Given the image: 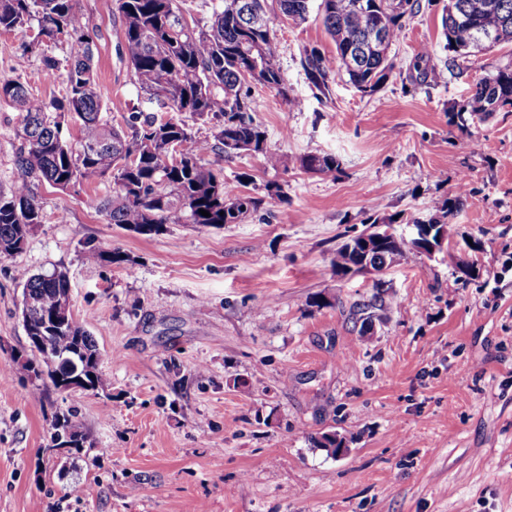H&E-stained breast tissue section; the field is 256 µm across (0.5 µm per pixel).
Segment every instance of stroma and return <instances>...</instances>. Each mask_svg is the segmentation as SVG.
Segmentation results:
<instances>
[{"label": "stroma", "mask_w": 512, "mask_h": 512, "mask_svg": "<svg viewBox=\"0 0 512 512\" xmlns=\"http://www.w3.org/2000/svg\"><path fill=\"white\" fill-rule=\"evenodd\" d=\"M448 0H419L390 48L389 81L371 95L331 72L318 89L307 50L335 45L317 13L273 16L291 108L248 83L267 151L225 160L226 185L261 198L240 222L168 224L147 237L94 206L109 180L38 188L42 223L22 254L0 257V512H512V111H451L478 80L512 67V43L446 67ZM93 50L100 117L177 116L198 139L211 123L140 92L118 44L115 0H78ZM0 32V79L21 78L42 99L40 52ZM430 45L439 73L410 63ZM17 105L0 100V191L17 179ZM335 155L342 172H305L307 154ZM467 192L448 215L455 236L428 256L409 253L382 275H341L330 259L374 222L410 236ZM277 185L286 202L268 199ZM117 249L122 265L86 258ZM58 269L71 310L94 337L105 382L59 392L27 377L33 358L19 317L20 270ZM367 304L373 327L352 318ZM74 414L81 449L52 441ZM333 431V457L315 438ZM80 485V497L70 494Z\"/></svg>", "instance_id": "obj_1"}]
</instances>
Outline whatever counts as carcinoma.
I'll list each match as a JSON object with an SVG mask.
<instances>
[{
	"label": "carcinoma",
	"mask_w": 512,
	"mask_h": 512,
	"mask_svg": "<svg viewBox=\"0 0 512 512\" xmlns=\"http://www.w3.org/2000/svg\"><path fill=\"white\" fill-rule=\"evenodd\" d=\"M311 0H223L211 19L189 25L176 12L175 0H116L121 24L118 41L133 70L138 88L168 101L174 112H190L213 123V141L200 140L185 124L173 118L133 115L126 128L100 123L101 102L91 66L92 49L85 37L77 0H0V31L22 33L37 24L35 39L27 49L47 43L65 48L63 55L42 53L43 72L53 81L65 71V93L43 100L35 97L19 79L0 82V97L11 99L21 111L16 136L19 180L9 194L0 192V256L14 257L26 247L28 234L43 219L34 186L46 183L66 189L96 179H112V194L97 200L111 224L151 236L166 224L222 226L236 224L242 216L258 208L263 199L232 195L224 186L223 170L208 167L200 157L214 152L233 158L245 152L264 154L265 163L275 166L279 158L265 151L266 133L252 116L247 80L276 91L296 106L288 94L287 80L277 64L278 43L271 21L253 23L277 9L294 22H304ZM399 11L394 0H320L318 11L331 37L336 55L329 57L317 49L306 53L304 67L314 85L326 87L330 72L345 73L361 93L371 94L392 75L394 64L389 51L399 36L406 16L419 11V0H405ZM448 50L458 58L467 57L480 34L494 39L487 47L512 42V0H448L443 16ZM384 32L385 45L371 47L374 31ZM512 108V68L477 82L467 104L456 112L457 125L465 129L464 113L495 112ZM71 115L78 135L63 133L60 118ZM301 167L311 173L334 176L342 172L336 156L307 154ZM210 213L206 217L200 210ZM432 237L447 241L454 225L432 218ZM361 236L347 238L331 258L335 270H347L363 262L381 272L424 248L418 237H397L385 233L378 242L364 248ZM87 258L121 265L126 255L91 248ZM23 295L37 305L26 334L51 337L55 366L43 370L26 360L22 371L36 378L47 376L54 388L64 376L80 377L86 389L104 386L99 370L100 351L92 336L72 314L59 308L68 290L62 271L50 274H21ZM55 434H70L84 440L79 425L65 416L55 420ZM317 446L328 455L345 447L336 433H324Z\"/></svg>",
	"instance_id": "carcinoma-1"
}]
</instances>
